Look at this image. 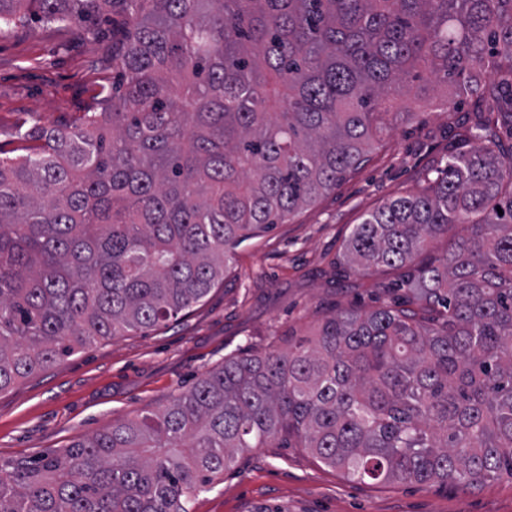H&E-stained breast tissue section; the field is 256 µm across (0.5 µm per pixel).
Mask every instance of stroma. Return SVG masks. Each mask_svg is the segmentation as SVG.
<instances>
[{"mask_svg": "<svg viewBox=\"0 0 512 512\" xmlns=\"http://www.w3.org/2000/svg\"><path fill=\"white\" fill-rule=\"evenodd\" d=\"M112 50L74 26L36 22L0 34V145L20 149L18 127L62 128L100 105ZM425 84L412 119L397 118L369 161L336 190L262 238L242 245L223 283L168 326L101 341L0 392V465L24 466L125 419L162 410L197 378L242 350L265 353L335 311L383 304L402 269L363 272L343 244L354 224L391 196L416 191L468 125L472 100L443 102ZM191 512H512V478L364 484L302 448L239 454Z\"/></svg>", "mask_w": 512, "mask_h": 512, "instance_id": "stroma-1", "label": "stroma"}]
</instances>
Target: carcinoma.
<instances>
[{"mask_svg": "<svg viewBox=\"0 0 512 512\" xmlns=\"http://www.w3.org/2000/svg\"><path fill=\"white\" fill-rule=\"evenodd\" d=\"M35 18L108 26L118 81L79 126L0 151V392L202 302L414 113L389 95L420 69L474 118L345 240L363 271L412 268L408 304L334 314L157 413L1 465L0 512H191L250 448L364 483L512 477V0H0V33Z\"/></svg>", "mask_w": 512, "mask_h": 512, "instance_id": "obj_1", "label": "carcinoma"}]
</instances>
